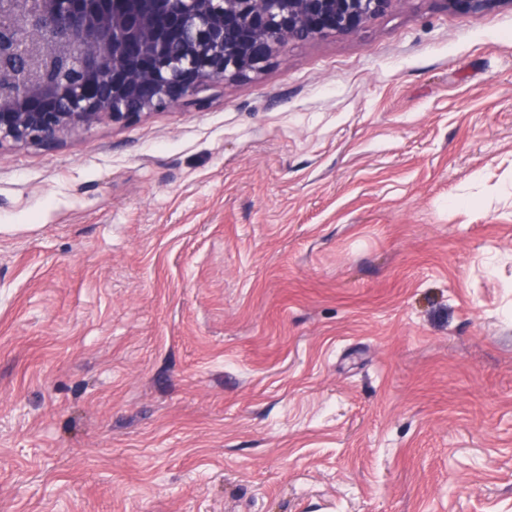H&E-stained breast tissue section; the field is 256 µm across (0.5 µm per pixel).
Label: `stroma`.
I'll return each instance as SVG.
<instances>
[{
  "label": "stroma",
  "instance_id": "stroma-1",
  "mask_svg": "<svg viewBox=\"0 0 512 512\" xmlns=\"http://www.w3.org/2000/svg\"><path fill=\"white\" fill-rule=\"evenodd\" d=\"M0 512H512V0L0 147Z\"/></svg>",
  "mask_w": 512,
  "mask_h": 512
}]
</instances>
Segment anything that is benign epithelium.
<instances>
[{
	"instance_id": "7a95c632",
	"label": "benign epithelium",
	"mask_w": 512,
	"mask_h": 512,
	"mask_svg": "<svg viewBox=\"0 0 512 512\" xmlns=\"http://www.w3.org/2000/svg\"><path fill=\"white\" fill-rule=\"evenodd\" d=\"M394 0H0V146L54 149L165 109L289 44L358 31ZM498 0H446L482 12ZM75 62L60 83L46 73Z\"/></svg>"
}]
</instances>
